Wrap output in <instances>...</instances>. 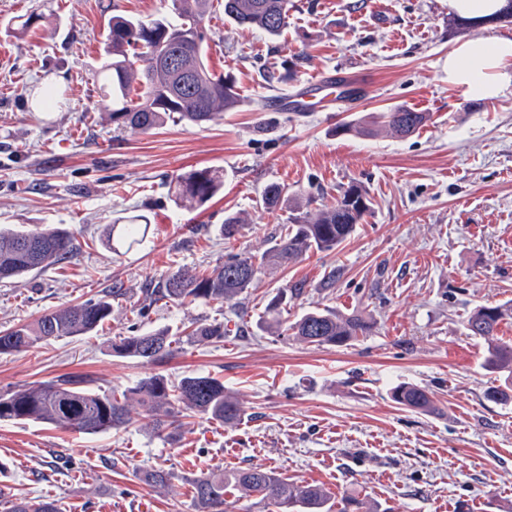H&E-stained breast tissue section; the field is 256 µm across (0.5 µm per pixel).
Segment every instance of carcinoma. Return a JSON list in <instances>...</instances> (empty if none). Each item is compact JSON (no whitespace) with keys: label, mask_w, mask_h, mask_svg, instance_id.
Returning a JSON list of instances; mask_svg holds the SVG:
<instances>
[{"label":"carcinoma","mask_w":512,"mask_h":512,"mask_svg":"<svg viewBox=\"0 0 512 512\" xmlns=\"http://www.w3.org/2000/svg\"><path fill=\"white\" fill-rule=\"evenodd\" d=\"M236 26L279 36L288 25L290 0H171L170 12L151 20L121 13L107 21L103 72L109 77L105 109L112 126L119 131L148 133L167 120L202 127L220 111H233L240 105L235 79L216 74L208 64L207 33L204 18L218 7ZM176 59L181 70L192 76L184 84L167 67ZM428 120L425 112L396 106L373 117L365 126L343 124L337 132L371 133L372 127H389L399 137L416 133ZM224 188L222 174L209 168L176 175L169 191L179 206L202 208ZM288 197V188L268 184L263 205L272 209ZM370 210L367 192L359 185L344 189L336 204L314 211L300 212L280 225L261 254H227L224 263L202 276L180 270L161 281L149 284L143 295L151 303L165 301L178 305L220 302L241 316L239 300L267 267H286L310 252L334 251L354 231ZM140 218L114 224L108 239H119L132 247L142 242ZM242 227L237 213L224 216V240L235 239ZM77 249L69 232L52 229L23 231L0 227V280L20 278L47 266L62 263ZM298 288H279L267 304L259 331L280 332L288 295ZM121 294L112 288L98 299L48 311L30 323L0 331V355L27 351L60 337L84 336L99 327L112 314L111 298ZM512 321V300L477 304L465 319L467 334L484 343L482 368L495 375L488 387V399L499 405L512 404V343L498 336L503 323ZM293 337L312 346H343L368 335L370 323L361 314L341 315L333 308L314 309L302 314L291 326ZM224 340V323L202 321L184 340L165 327L143 333L134 332L112 344L120 357L147 363L159 362L176 345ZM393 400L419 413L436 410L431 393L423 387L403 383L393 388ZM137 402L152 417V429L174 442L183 427L182 419L193 414L222 424H235L243 415L238 400L224 389V382L209 376L191 374L178 383L154 374L138 380L121 393L102 392L90 387L81 376L65 375L53 380L0 393V421L41 422L84 434H98L126 428L130 422V403ZM232 485L260 496L274 512H373L366 501L349 498L342 507L320 486L298 484L260 467L237 469L197 479L191 484L196 512H232L224 499V487ZM4 512H62L58 502L48 496L37 498L0 497Z\"/></svg>","instance_id":"carcinoma-1"}]
</instances>
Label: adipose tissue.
I'll use <instances>...</instances> for the list:
<instances>
[{"mask_svg": "<svg viewBox=\"0 0 512 512\" xmlns=\"http://www.w3.org/2000/svg\"><path fill=\"white\" fill-rule=\"evenodd\" d=\"M448 82L481 98L499 96L512 84V39L475 38L448 55Z\"/></svg>", "mask_w": 512, "mask_h": 512, "instance_id": "ef3b65f1", "label": "adipose tissue"}]
</instances>
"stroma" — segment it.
<instances>
[{
	"label": "stroma",
	"instance_id": "obj_1",
	"mask_svg": "<svg viewBox=\"0 0 512 512\" xmlns=\"http://www.w3.org/2000/svg\"><path fill=\"white\" fill-rule=\"evenodd\" d=\"M108 3L0 0V225L66 229L80 244L63 264L0 282V330L121 291L98 331L0 356V392L65 374L117 392L151 374L211 375L243 416L194 418L173 443L136 406L126 429L94 435L0 422V490L51 497L62 512H194L193 481L262 467L375 512H512V405L486 399L483 345L464 326L476 303L512 299V85L486 99L449 85L460 39L448 0H294L275 38L216 10L204 21L209 63L234 77L240 106L202 127L169 122L148 134L114 130L98 107ZM295 55L292 79L265 82L267 68ZM330 71L364 85L363 100L299 114L266 107ZM48 89L62 100L46 111L35 98ZM399 105L429 115L410 137L336 131ZM202 168L223 173V191L201 209L175 205L172 177ZM272 182L288 198L267 209ZM353 183L371 211L352 235L261 274L241 298L243 316L216 302L144 303L146 284L260 253L299 207L333 204ZM231 212L245 223L228 242L220 227ZM133 215L148 222L143 242L110 248L109 224ZM286 286L300 294L285 321L316 307L359 311L371 334L323 347L258 335ZM204 319L223 323L222 342L187 343L155 364L112 352L131 331L183 335ZM401 383L432 392L435 412L394 402ZM156 468L170 473L168 488L143 481Z\"/></svg>",
	"mask_w": 512,
	"mask_h": 512
}]
</instances>
